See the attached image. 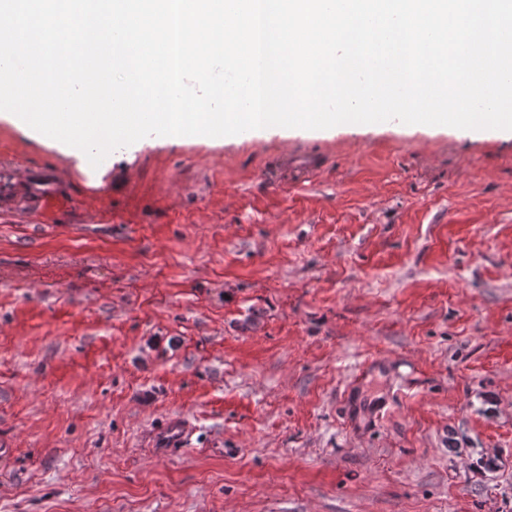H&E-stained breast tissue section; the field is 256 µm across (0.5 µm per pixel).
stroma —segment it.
Instances as JSON below:
<instances>
[{"label": "stroma", "mask_w": 512, "mask_h": 512, "mask_svg": "<svg viewBox=\"0 0 512 512\" xmlns=\"http://www.w3.org/2000/svg\"><path fill=\"white\" fill-rule=\"evenodd\" d=\"M2 159L63 187L0 198V512H512V136H150L89 171L0 120Z\"/></svg>", "instance_id": "obj_1"}]
</instances>
